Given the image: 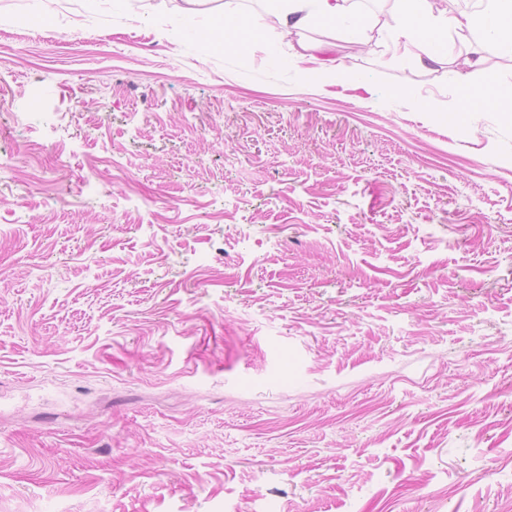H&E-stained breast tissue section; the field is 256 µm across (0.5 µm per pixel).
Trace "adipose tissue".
<instances>
[{
  "mask_svg": "<svg viewBox=\"0 0 512 512\" xmlns=\"http://www.w3.org/2000/svg\"><path fill=\"white\" fill-rule=\"evenodd\" d=\"M273 17L283 36L308 24L313 15L339 20L351 15L356 0H278ZM392 29L404 48L420 64L432 62L430 47L449 32L491 33L499 50L512 56V0H484L481 15L466 12L434 13L431 0H394Z\"/></svg>",
  "mask_w": 512,
  "mask_h": 512,
  "instance_id": "adipose-tissue-1",
  "label": "adipose tissue"
}]
</instances>
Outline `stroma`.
<instances>
[{
  "mask_svg": "<svg viewBox=\"0 0 512 512\" xmlns=\"http://www.w3.org/2000/svg\"><path fill=\"white\" fill-rule=\"evenodd\" d=\"M0 0V512H512V98L268 0ZM340 59L338 75L320 58ZM503 97V92L494 87L488 90L468 96L467 103L469 112H483L497 107L500 99Z\"/></svg>",
  "mask_w": 512,
  "mask_h": 512,
  "instance_id": "stroma-1",
  "label": "stroma"
}]
</instances>
